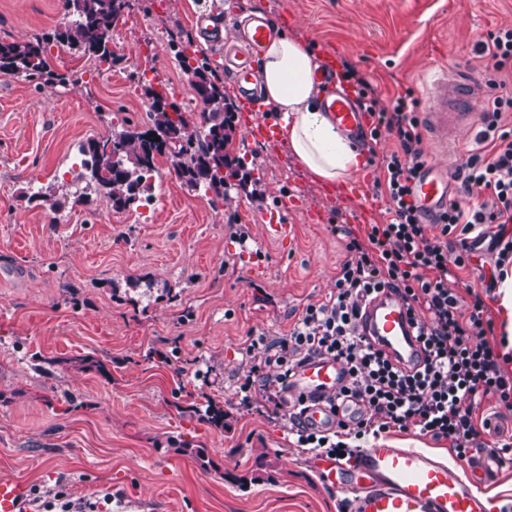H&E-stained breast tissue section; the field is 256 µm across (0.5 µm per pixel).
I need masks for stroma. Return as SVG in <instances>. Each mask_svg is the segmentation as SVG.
I'll return each mask as SVG.
<instances>
[{
	"instance_id": "1",
	"label": "stroma",
	"mask_w": 512,
	"mask_h": 512,
	"mask_svg": "<svg viewBox=\"0 0 512 512\" xmlns=\"http://www.w3.org/2000/svg\"><path fill=\"white\" fill-rule=\"evenodd\" d=\"M236 2L129 0L112 32V67L56 45L50 66L72 74L69 83L0 74V480L40 491L62 482L98 512H342L344 495L319 483L311 451L294 447L263 403L242 408L234 378L249 368L250 334H286L307 303L328 297L345 258L331 227L353 202L324 196L288 148L270 158L248 144L240 124L230 152L252 161L254 193L212 200L163 157L144 221L84 193L76 160L86 140L126 124L149 128L146 88L201 112L168 45L218 67L197 15ZM261 2L286 18V33L352 63L386 107L408 88L426 100L428 71L444 68L478 79L484 112L494 91L475 50L488 31L512 26V0ZM70 20L65 0H0V39L29 41ZM481 127L459 128L442 156L421 124L424 162L456 168ZM288 194L306 207L289 213L283 246L264 239L259 220ZM232 217L247 225L246 245L232 238ZM244 250L255 262L241 261ZM493 268V255L478 249L450 286L480 294L495 319ZM84 355L104 371L75 366ZM45 357L59 360L52 373L38 369ZM209 400L223 407V427L202 420ZM388 437L464 471L447 441L413 428ZM183 442L204 448L205 460L179 452Z\"/></svg>"
}]
</instances>
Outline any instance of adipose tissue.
<instances>
[{"instance_id":"adipose-tissue-1","label":"adipose tissue","mask_w":512,"mask_h":512,"mask_svg":"<svg viewBox=\"0 0 512 512\" xmlns=\"http://www.w3.org/2000/svg\"><path fill=\"white\" fill-rule=\"evenodd\" d=\"M319 57L300 37L279 33L266 44L259 75L265 102L281 117L280 136L316 179L335 183L360 167V152L320 105L312 74Z\"/></svg>"}]
</instances>
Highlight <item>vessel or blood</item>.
<instances>
[{
    "label": "vessel or blood",
    "instance_id": "obj_1",
    "mask_svg": "<svg viewBox=\"0 0 512 512\" xmlns=\"http://www.w3.org/2000/svg\"><path fill=\"white\" fill-rule=\"evenodd\" d=\"M276 18L262 11L249 18L245 33L246 50L224 58V76L233 90L248 141L261 145L269 155L279 148L276 122L266 117L265 106L256 87L258 60L270 41ZM312 79L323 86L322 107L338 128L351 138H359L368 127L367 114L358 96L343 80L335 57L324 59ZM431 101L428 121L439 141H447L457 125L474 114L476 84L441 71L433 73L426 86ZM413 199L426 217H434L448 207L446 165H425L413 183ZM291 196L278 200L275 211L266 215L262 226L267 239L286 242L290 228L284 213L294 209ZM362 332L403 367L423 358L414 335L409 309L401 297L385 290L371 300L363 314ZM345 365L330 357H313L297 367L288 379V395L305 398L308 409L303 419L312 428H333L341 415L356 412L352 403L331 409L345 380ZM505 460L496 449H484L468 463L465 474L451 472L434 456L406 448L387 439H378L349 460L317 455L311 467L325 487L345 495L347 512H490L489 501L480 491L481 483L497 474ZM32 486L23 480H0V512H31Z\"/></svg>",
    "mask_w": 512,
    "mask_h": 512
}]
</instances>
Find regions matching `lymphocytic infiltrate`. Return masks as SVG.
Here are the masks:
<instances>
[{
    "label": "lymphocytic infiltrate",
    "mask_w": 512,
    "mask_h": 512,
    "mask_svg": "<svg viewBox=\"0 0 512 512\" xmlns=\"http://www.w3.org/2000/svg\"><path fill=\"white\" fill-rule=\"evenodd\" d=\"M478 55L486 62L487 84L497 94L456 177L465 188H477L485 200L476 207L450 202L435 233L410 199V183L424 165L418 99L409 89L391 107H383L372 84L351 63L342 65L343 79L358 92L370 120L371 139L389 137L398 145L380 162L388 220L368 225L361 237L333 226L346 252L333 292L325 301L306 305L284 336L253 337L251 347L261 348L262 354L250 357L247 374L237 377L235 386L246 408L255 394H262L298 447L349 459L365 437L413 427L448 440L457 458L470 462L483 449L475 404L488 397L512 404V374L487 341L494 325L482 300L463 308L462 297L448 286L457 270L467 267L473 243L482 239H490L497 266L512 264V237L504 232L512 223V125L507 122L512 95L505 92L512 85V27L488 32ZM492 224L497 227L493 233L488 230ZM386 289L409 307L426 353L419 368L401 367L361 333L366 303ZM311 357L344 362L348 381L337 398L362 408L361 414L339 420L327 432L305 425L303 401L287 396L292 371Z\"/></svg>",
    "instance_id": "f902f5d3"
}]
</instances>
